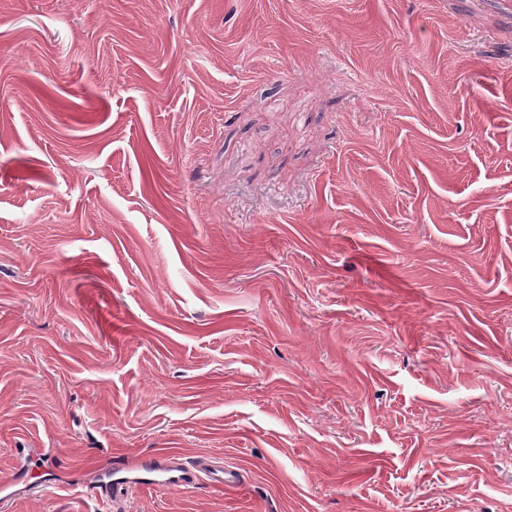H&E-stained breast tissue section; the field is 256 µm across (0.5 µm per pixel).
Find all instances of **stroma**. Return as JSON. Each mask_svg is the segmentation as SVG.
<instances>
[{
  "label": "stroma",
  "mask_w": 512,
  "mask_h": 512,
  "mask_svg": "<svg viewBox=\"0 0 512 512\" xmlns=\"http://www.w3.org/2000/svg\"><path fill=\"white\" fill-rule=\"evenodd\" d=\"M512 512V0H0L9 512ZM112 482L92 487L90 492L98 500L106 502L108 509L115 508L129 492L141 486H179L194 483L198 474L185 467L174 456L142 460L131 467L118 468L112 473ZM204 467H209L207 470ZM196 469L204 471L205 476L214 484L222 485L228 489H236L240 485V474L237 470L223 466L205 465Z\"/></svg>",
  "instance_id": "obj_1"
}]
</instances>
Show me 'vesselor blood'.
<instances>
[{"instance_id": "b4317fda", "label": "vessel or blood", "mask_w": 512, "mask_h": 512, "mask_svg": "<svg viewBox=\"0 0 512 512\" xmlns=\"http://www.w3.org/2000/svg\"><path fill=\"white\" fill-rule=\"evenodd\" d=\"M199 475L185 467L177 457L152 458L114 470L111 483L93 487L92 493L112 507L138 487L186 485L194 483Z\"/></svg>"}]
</instances>
